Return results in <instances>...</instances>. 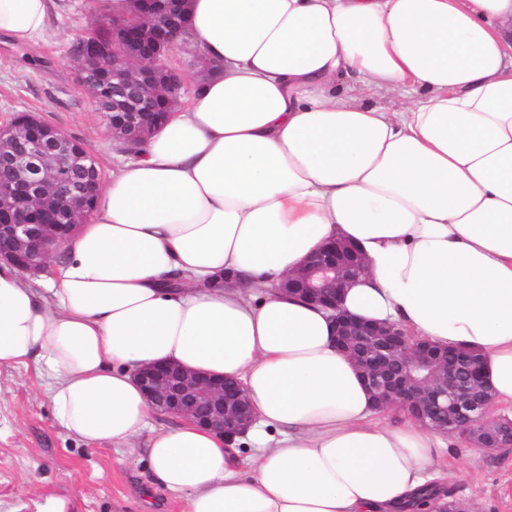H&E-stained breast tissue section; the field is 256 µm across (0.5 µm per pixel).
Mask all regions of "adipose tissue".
Segmentation results:
<instances>
[{"label":"adipose tissue","mask_w":512,"mask_h":512,"mask_svg":"<svg viewBox=\"0 0 512 512\" xmlns=\"http://www.w3.org/2000/svg\"><path fill=\"white\" fill-rule=\"evenodd\" d=\"M64 12L0 0V34L33 43ZM183 42L214 72L101 185L54 276L0 262V368L35 365L69 437L115 444L153 412L144 366L240 380L246 468L187 418L150 440L186 512H408L444 441L377 420L328 313L274 286L350 240L367 271L343 309L479 349L512 403V0H191Z\"/></svg>","instance_id":"ef3b65f1"}]
</instances>
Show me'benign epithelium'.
<instances>
[{"label":"benign epithelium","mask_w":512,"mask_h":512,"mask_svg":"<svg viewBox=\"0 0 512 512\" xmlns=\"http://www.w3.org/2000/svg\"><path fill=\"white\" fill-rule=\"evenodd\" d=\"M158 18L112 20V41L85 42L75 56L77 83L112 115V141L128 153L157 131L150 113L163 98L166 111L181 104L184 82L167 63L185 33L188 0H158ZM112 84V107L98 85ZM0 261L21 274L47 270L50 259L87 217L86 204L103 181L101 169L79 142L33 113L11 115L0 123ZM366 271L357 246L334 240L310 254L278 291L302 294L324 307L334 320L337 346L360 369L383 410H401L425 428L467 437L480 448L512 446V419L493 417V399L481 393L484 373L472 369L460 381L450 361L454 351L417 338L397 323H365L342 312L338 302ZM429 370L416 392L408 374ZM137 382L154 411L189 417L232 443L245 435L253 409L234 379L189 372L174 362L148 365Z\"/></svg>","instance_id":"benign-epithelium-1"}]
</instances>
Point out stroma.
<instances>
[{"label":"stroma","mask_w":512,"mask_h":512,"mask_svg":"<svg viewBox=\"0 0 512 512\" xmlns=\"http://www.w3.org/2000/svg\"><path fill=\"white\" fill-rule=\"evenodd\" d=\"M104 16L100 0H67L42 40L0 36V119L35 112L81 142L104 177L132 162L112 142L94 99L77 84L70 47ZM34 367L0 368V512H186L184 494L152 485L146 434L115 445L68 437ZM434 462L464 512H512V447L485 450L457 436Z\"/></svg>","instance_id":"35a3bbf8"}]
</instances>
